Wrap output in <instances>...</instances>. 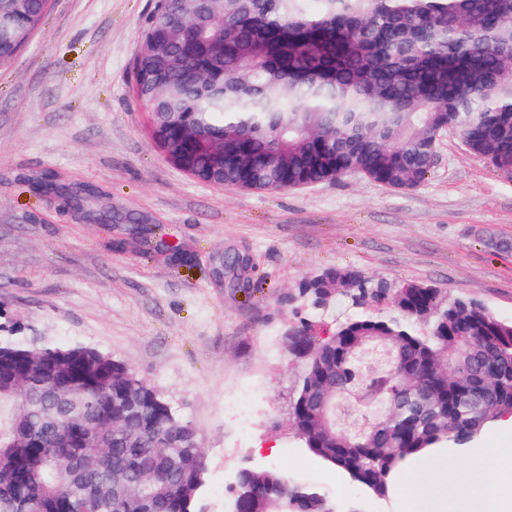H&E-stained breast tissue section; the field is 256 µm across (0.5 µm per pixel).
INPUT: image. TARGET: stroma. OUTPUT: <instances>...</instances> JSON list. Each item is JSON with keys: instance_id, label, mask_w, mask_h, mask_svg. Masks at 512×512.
Wrapping results in <instances>:
<instances>
[{"instance_id": "stroma-1", "label": "stroma", "mask_w": 512, "mask_h": 512, "mask_svg": "<svg viewBox=\"0 0 512 512\" xmlns=\"http://www.w3.org/2000/svg\"><path fill=\"white\" fill-rule=\"evenodd\" d=\"M155 0H54L14 63L0 68V310L37 335L126 362L197 429L205 512H227L237 469L277 467L316 484L338 512H399L336 483L297 443L289 402L300 374L286 334L331 332L354 310L284 297L323 269L475 299L512 319V181L443 132L421 186L349 175L284 191L207 184L146 132L132 64ZM53 174L92 188L83 210L32 187ZM108 212L99 224L86 211ZM247 261L244 283L223 258ZM277 452H270V444Z\"/></svg>"}]
</instances>
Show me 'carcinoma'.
<instances>
[{
  "label": "carcinoma",
  "instance_id": "carcinoma-1",
  "mask_svg": "<svg viewBox=\"0 0 512 512\" xmlns=\"http://www.w3.org/2000/svg\"><path fill=\"white\" fill-rule=\"evenodd\" d=\"M51 0H0V68ZM155 143L199 181L278 191L357 174L412 190L454 129L512 180V0H156L133 66ZM361 312L316 336L289 422L302 447L377 497L400 464L462 448L512 414V320L480 302L349 268L298 299ZM363 392L359 430L336 405ZM199 434L123 361L0 317V512H201ZM230 512H337L318 486L242 468Z\"/></svg>",
  "mask_w": 512,
  "mask_h": 512
}]
</instances>
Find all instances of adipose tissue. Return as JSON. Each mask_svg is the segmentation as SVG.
<instances>
[{
  "mask_svg": "<svg viewBox=\"0 0 512 512\" xmlns=\"http://www.w3.org/2000/svg\"><path fill=\"white\" fill-rule=\"evenodd\" d=\"M488 432L489 440L461 449L457 466L436 450L411 457L391 481L403 512H512V416Z\"/></svg>",
  "mask_w": 512,
  "mask_h": 512,
  "instance_id": "ef3b65f1",
  "label": "adipose tissue"
}]
</instances>
